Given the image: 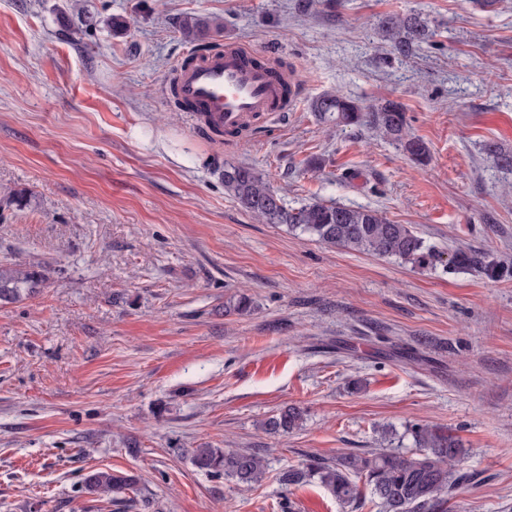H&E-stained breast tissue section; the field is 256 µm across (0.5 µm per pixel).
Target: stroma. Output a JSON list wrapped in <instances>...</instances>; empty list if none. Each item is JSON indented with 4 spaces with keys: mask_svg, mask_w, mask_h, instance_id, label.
<instances>
[{
    "mask_svg": "<svg viewBox=\"0 0 512 512\" xmlns=\"http://www.w3.org/2000/svg\"><path fill=\"white\" fill-rule=\"evenodd\" d=\"M410 12L433 36L407 59L379 32ZM182 16L224 28L191 41ZM228 41L275 52L301 84L285 118L233 145L161 91L188 52ZM326 92L402 104L428 164L317 122ZM488 142L512 154V0H0V261L57 269L0 305V512H381L279 476L415 453L414 423L467 450L448 512H512V170ZM228 162L292 205L382 211L429 259L262 223L225 191ZM241 293L251 312L225 314ZM288 404L301 428L266 433ZM196 448L268 469L246 487L197 469ZM94 469L135 491H87Z\"/></svg>",
    "mask_w": 512,
    "mask_h": 512,
    "instance_id": "35a3bbf8",
    "label": "stroma"
}]
</instances>
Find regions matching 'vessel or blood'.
<instances>
[{"instance_id":"vessel-or-blood-1","label":"vessel or blood","mask_w":512,"mask_h":512,"mask_svg":"<svg viewBox=\"0 0 512 512\" xmlns=\"http://www.w3.org/2000/svg\"><path fill=\"white\" fill-rule=\"evenodd\" d=\"M255 52L225 44L222 53H198L188 67L177 68L174 85L201 123L244 133L260 119L287 111L283 81L270 62L255 64Z\"/></svg>"}]
</instances>
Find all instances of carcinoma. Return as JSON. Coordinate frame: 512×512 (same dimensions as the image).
Segmentation results:
<instances>
[{
    "instance_id": "obj_1",
    "label": "carcinoma",
    "mask_w": 512,
    "mask_h": 512,
    "mask_svg": "<svg viewBox=\"0 0 512 512\" xmlns=\"http://www.w3.org/2000/svg\"><path fill=\"white\" fill-rule=\"evenodd\" d=\"M173 24L190 38L221 28L218 19L192 16L178 17ZM380 36L394 53L408 58L420 44L429 41L432 31L425 18L410 14L388 19ZM310 108L323 123L374 129L414 162L424 165L429 160L426 144L409 134L406 112L398 102L387 100L364 107L350 98L324 93L311 101ZM221 177L224 189L240 206L266 224H284L332 247L418 265L427 259L420 237L376 209L318 200L292 206L263 176L239 163L225 162ZM54 274L55 269L46 263L0 262V303L19 302L40 293ZM303 421V409L289 405L267 420L264 429L288 434ZM412 434L418 452L410 456L376 448L367 453L342 454L332 463L314 457L301 468L282 472L279 479L288 485L314 480L342 504H356L368 490L381 501L384 512H446L448 499L464 478L457 466L466 449L455 436L427 424L414 426ZM193 462L210 475H224L251 485L261 481L267 469L265 457L257 453L220 448L196 449ZM84 483L88 490L110 497L130 489L133 480L97 470L87 474Z\"/></svg>"
}]
</instances>
